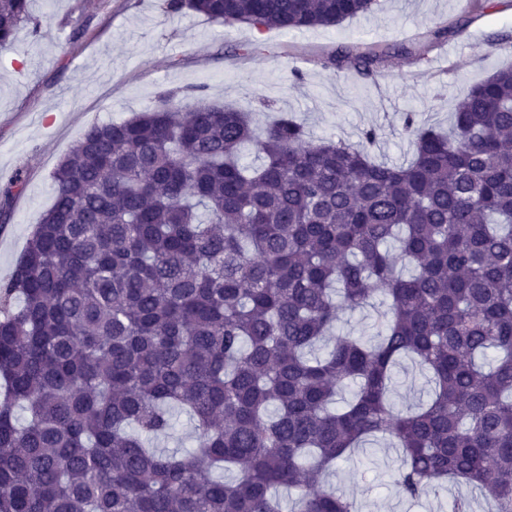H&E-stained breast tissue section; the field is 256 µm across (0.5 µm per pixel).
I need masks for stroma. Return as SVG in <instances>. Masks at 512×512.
Wrapping results in <instances>:
<instances>
[{
	"instance_id": "obj_1",
	"label": "stroma",
	"mask_w": 512,
	"mask_h": 512,
	"mask_svg": "<svg viewBox=\"0 0 512 512\" xmlns=\"http://www.w3.org/2000/svg\"><path fill=\"white\" fill-rule=\"evenodd\" d=\"M162 0H34L38 32L19 30L0 50V186L22 174L24 188L0 225V281L10 279L31 230L53 197L51 173L84 130L158 104L165 92H197L250 113L264 127L282 112L313 137L357 141L375 128L378 161L401 164L412 146L400 131L407 115L447 128L471 86L512 65V0H380L372 13L329 28L257 30L204 17L168 14ZM456 27L421 63L394 48ZM264 41L277 56L235 57ZM391 51L371 78L324 67L336 50ZM398 451L382 440L358 459L339 462L328 480L356 499L360 512H439L466 485L407 503L391 475Z\"/></svg>"
}]
</instances>
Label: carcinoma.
<instances>
[{
  "label": "carcinoma",
  "mask_w": 512,
  "mask_h": 512,
  "mask_svg": "<svg viewBox=\"0 0 512 512\" xmlns=\"http://www.w3.org/2000/svg\"><path fill=\"white\" fill-rule=\"evenodd\" d=\"M377 6L163 3L268 30ZM26 26L30 0H0V49ZM385 61L329 58L365 77ZM403 133L412 156L389 165L373 128L315 139L283 112L258 137L248 113L174 94L89 126L0 286V512H284L280 487L291 512H358L326 477L377 438L399 451L404 499L460 482L512 512V66L470 88L448 132L409 116ZM23 187L0 189L1 220ZM377 297L376 340L330 336ZM404 358L428 392L399 408ZM175 408L191 450L152 445Z\"/></svg>",
  "instance_id": "obj_1"
}]
</instances>
